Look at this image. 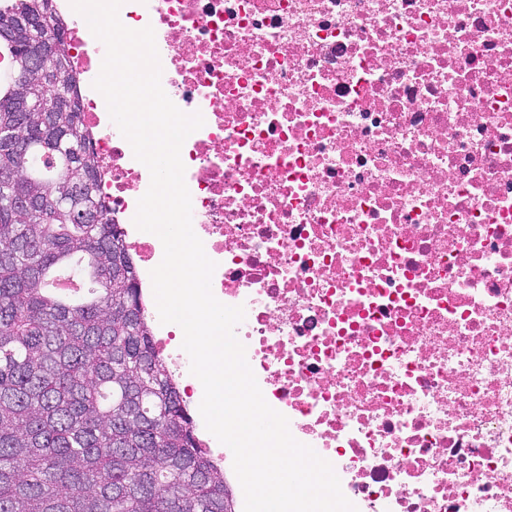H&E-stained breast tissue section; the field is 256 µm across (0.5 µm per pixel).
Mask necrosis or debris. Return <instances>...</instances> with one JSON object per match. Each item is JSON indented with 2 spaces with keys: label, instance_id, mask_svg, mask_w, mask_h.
Segmentation results:
<instances>
[{
  "label": "necrosis or debris",
  "instance_id": "1",
  "mask_svg": "<svg viewBox=\"0 0 512 512\" xmlns=\"http://www.w3.org/2000/svg\"><path fill=\"white\" fill-rule=\"evenodd\" d=\"M112 220L147 167L93 89ZM205 123L181 158L215 297L270 406L358 512H512V0H126ZM158 344L192 402L183 332Z\"/></svg>",
  "mask_w": 512,
  "mask_h": 512
}]
</instances>
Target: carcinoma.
<instances>
[{
    "mask_svg": "<svg viewBox=\"0 0 512 512\" xmlns=\"http://www.w3.org/2000/svg\"><path fill=\"white\" fill-rule=\"evenodd\" d=\"M48 43L47 74L18 85ZM0 59V512H237L101 196L54 0H0ZM30 99L47 111H21ZM60 272L89 277L88 297L62 298Z\"/></svg>",
    "mask_w": 512,
    "mask_h": 512,
    "instance_id": "carcinoma-1",
    "label": "carcinoma"
}]
</instances>
